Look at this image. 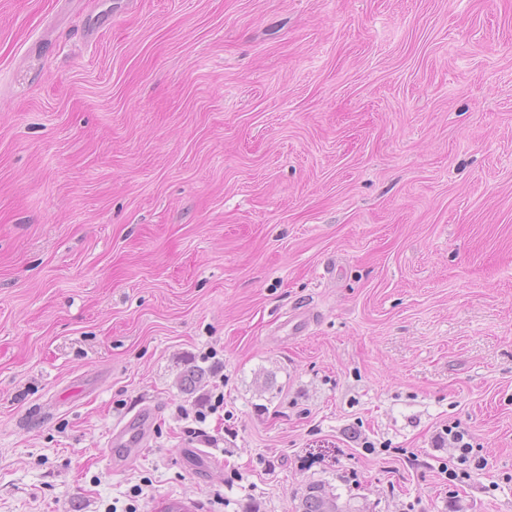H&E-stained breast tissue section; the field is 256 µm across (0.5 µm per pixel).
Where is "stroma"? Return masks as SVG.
<instances>
[{
    "label": "stroma",
    "instance_id": "obj_1",
    "mask_svg": "<svg viewBox=\"0 0 512 512\" xmlns=\"http://www.w3.org/2000/svg\"><path fill=\"white\" fill-rule=\"evenodd\" d=\"M312 481L512 512V0H0V512ZM151 418L147 413L134 415L114 430L107 444L108 457L112 459V447L122 448L123 457H127L135 448H142L148 441ZM442 434L437 435L436 441L440 444H445L448 440V448H459L462 457L466 460L469 455H476L474 451H477V448H481L477 439L473 435L469 434L464 428H461L460 423H452L451 425H448V428L442 430Z\"/></svg>",
    "mask_w": 512,
    "mask_h": 512
}]
</instances>
